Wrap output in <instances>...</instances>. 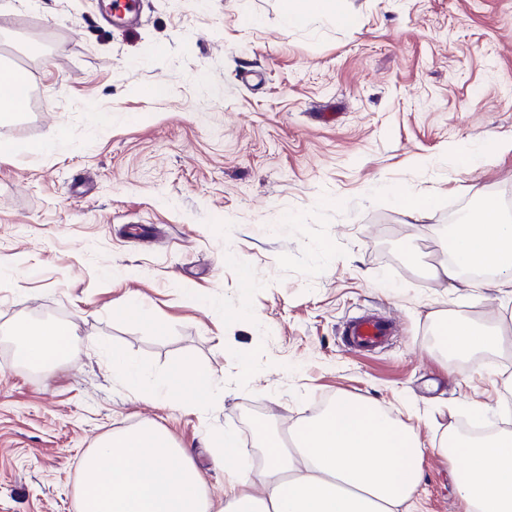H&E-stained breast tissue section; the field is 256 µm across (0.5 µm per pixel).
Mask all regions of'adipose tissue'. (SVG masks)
Returning <instances> with one entry per match:
<instances>
[{
    "label": "adipose tissue",
    "instance_id": "obj_1",
    "mask_svg": "<svg viewBox=\"0 0 512 512\" xmlns=\"http://www.w3.org/2000/svg\"><path fill=\"white\" fill-rule=\"evenodd\" d=\"M330 12L337 27L357 28L359 15L344 0H283L287 28L306 26ZM451 258L430 269L449 286L467 284L472 270L490 274L487 287L512 296V220L497 199H483L474 217L443 227ZM18 358L47 365L65 358L77 336L71 323L47 320L16 329ZM437 334L452 356L482 366L500 352L512 331L468 317H446ZM113 375L144 400L173 401L203 413L224 395L222 380L182 362L154 382L129 354L113 350ZM233 435L215 439L214 461L224 471V497L213 499L194 459L168 433L145 423L102 440L83 461L76 492L78 512H401L413 496L426 450L418 433L393 420L373 401L345 396L288 436L261 442L259 467L240 464ZM449 461L463 460L457 493L464 512H512V432L473 443L456 439L444 449Z\"/></svg>",
    "mask_w": 512,
    "mask_h": 512
}]
</instances>
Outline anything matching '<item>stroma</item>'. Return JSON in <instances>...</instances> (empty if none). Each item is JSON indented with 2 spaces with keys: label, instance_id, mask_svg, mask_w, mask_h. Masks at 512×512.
Listing matches in <instances>:
<instances>
[{
  "label": "stroma",
  "instance_id": "obj_1",
  "mask_svg": "<svg viewBox=\"0 0 512 512\" xmlns=\"http://www.w3.org/2000/svg\"><path fill=\"white\" fill-rule=\"evenodd\" d=\"M345 6L360 28L285 29L282 0H142L132 26L101 22L102 0H0V44L39 102L0 121L18 146L0 158V512H76L83 460L144 423L223 498L209 439L233 433L253 463L250 415L284 431L339 395L378 402L426 445L409 512H462L435 446L472 402L501 423L512 356L448 374L433 329L512 310L429 269L449 212L512 194V0ZM487 141L507 149L455 168ZM398 193L436 207L409 212ZM132 297L148 319L113 317ZM365 313L397 326L368 357L342 341ZM46 318L81 338L48 381L17 363L13 334ZM115 348L154 377L174 360L206 367L224 399L199 414L136 398Z\"/></svg>",
  "mask_w": 512,
  "mask_h": 512
}]
</instances>
